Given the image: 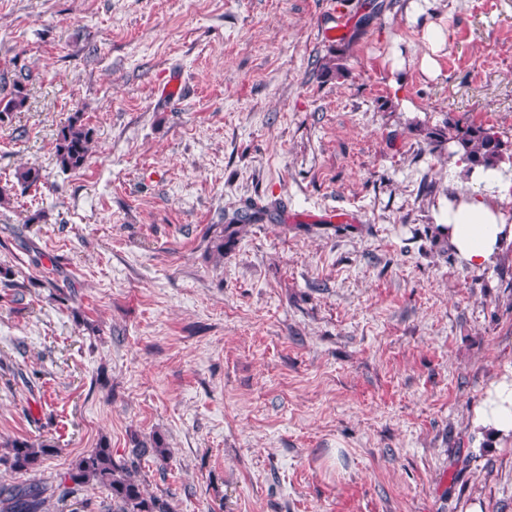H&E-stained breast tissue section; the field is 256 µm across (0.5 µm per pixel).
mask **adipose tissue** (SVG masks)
Returning a JSON list of instances; mask_svg holds the SVG:
<instances>
[{"label": "adipose tissue", "mask_w": 512, "mask_h": 512, "mask_svg": "<svg viewBox=\"0 0 512 512\" xmlns=\"http://www.w3.org/2000/svg\"><path fill=\"white\" fill-rule=\"evenodd\" d=\"M468 181L485 183L488 193H456L455 203L448 206L445 224L448 244L470 267L482 268L491 263L503 242L512 239V225L491 196V189L508 192L500 173L481 167L467 173ZM473 422L492 440H512V371L494 383L486 400L474 411Z\"/></svg>", "instance_id": "ef3b65f1"}]
</instances>
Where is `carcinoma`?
I'll use <instances>...</instances> for the list:
<instances>
[{"label": "carcinoma", "instance_id": "1", "mask_svg": "<svg viewBox=\"0 0 512 512\" xmlns=\"http://www.w3.org/2000/svg\"><path fill=\"white\" fill-rule=\"evenodd\" d=\"M28 102V94L21 79L13 80L8 89H3L0 97V122L11 113L22 110ZM429 143L440 147L445 143L454 147L448 157H458L468 169L482 166L500 168V163L512 162V153L504 152V143L496 131L476 124H448V131L419 128ZM92 141L91 129L76 115L63 127L56 139V165L63 171L81 168L89 155ZM16 183L24 189L36 187L45 181L42 169L23 165L14 174ZM277 209V203L255 208L247 204L232 214L224 215V224L213 232L209 239L208 252L216 262L224 259L225 245L239 233L245 224H254ZM0 466L14 472H27L40 465L42 459L50 455L53 448L49 444L35 446L25 439H8L0 443ZM153 454L160 460L168 456V449L159 438L152 441H137L132 454L140 457ZM135 462L118 463L112 457V450L99 447L83 455L68 473V479L76 486L99 485L105 488L112 498V512H171L168 499L163 494L148 492L137 478ZM49 487L42 483L0 484V512H49L52 495Z\"/></svg>", "mask_w": 512, "mask_h": 512}]
</instances>
